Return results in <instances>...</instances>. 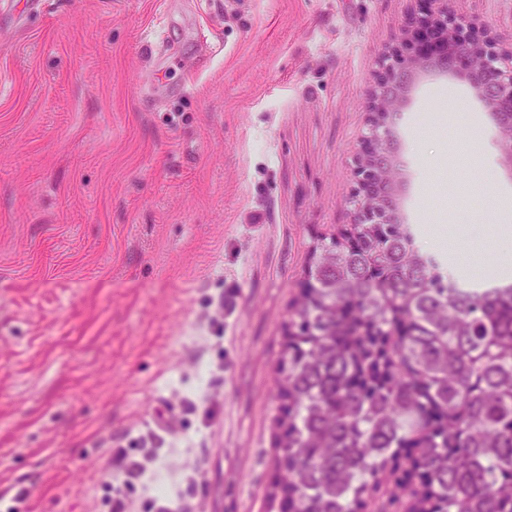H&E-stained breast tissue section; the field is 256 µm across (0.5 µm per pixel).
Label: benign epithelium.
Here are the masks:
<instances>
[{"instance_id": "1", "label": "benign epithelium", "mask_w": 512, "mask_h": 512, "mask_svg": "<svg viewBox=\"0 0 512 512\" xmlns=\"http://www.w3.org/2000/svg\"><path fill=\"white\" fill-rule=\"evenodd\" d=\"M426 2L425 14L411 17L401 42L377 61L368 91L367 132L354 160V224L371 211L387 215L399 207L400 178L389 154L396 144L395 120L418 75L442 72L463 81L497 123L512 121V43L475 18L455 15L450 0Z\"/></svg>"}]
</instances>
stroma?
Instances as JSON below:
<instances>
[{
    "instance_id": "35a3bbf8",
    "label": "stroma",
    "mask_w": 512,
    "mask_h": 512,
    "mask_svg": "<svg viewBox=\"0 0 512 512\" xmlns=\"http://www.w3.org/2000/svg\"><path fill=\"white\" fill-rule=\"evenodd\" d=\"M419 0H10L0 7V493L17 512H271L288 311L350 223L382 51ZM512 40V0H453ZM191 89H184L186 77ZM464 83L397 121L403 210L470 279H512L475 194L512 197ZM481 131L472 157L469 124Z\"/></svg>"
}]
</instances>
